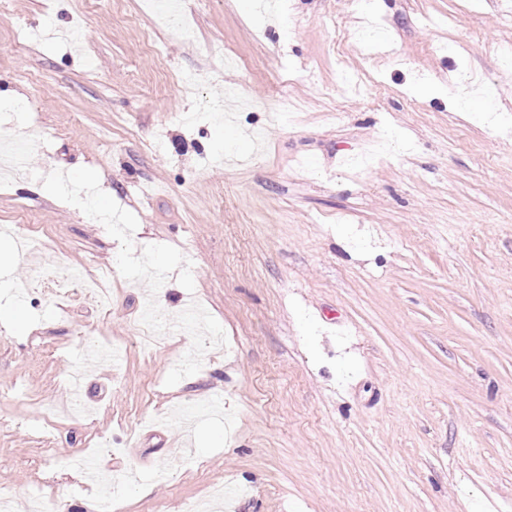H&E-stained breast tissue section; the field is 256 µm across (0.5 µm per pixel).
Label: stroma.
I'll return each instance as SVG.
<instances>
[{"mask_svg":"<svg viewBox=\"0 0 512 512\" xmlns=\"http://www.w3.org/2000/svg\"><path fill=\"white\" fill-rule=\"evenodd\" d=\"M164 2L0 0V92L33 170L94 169L136 249L191 261L155 299L228 344L166 386L191 338L144 340L119 242L0 188V497L512 512V0H176V28Z\"/></svg>","mask_w":512,"mask_h":512,"instance_id":"35a3bbf8","label":"stroma"}]
</instances>
